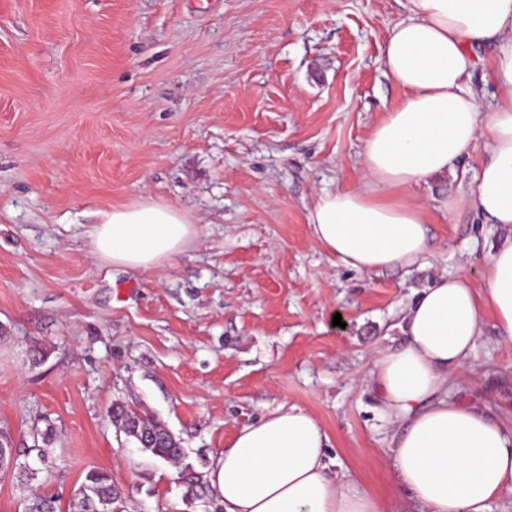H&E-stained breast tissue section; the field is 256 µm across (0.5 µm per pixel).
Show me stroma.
Returning <instances> with one entry per match:
<instances>
[{
  "label": "stroma",
  "instance_id": "obj_1",
  "mask_svg": "<svg viewBox=\"0 0 512 512\" xmlns=\"http://www.w3.org/2000/svg\"><path fill=\"white\" fill-rule=\"evenodd\" d=\"M402 15L398 0H0V431L23 464L33 428L53 430L35 480L0 471V512L36 493L73 512L92 468L120 492L113 512H224L213 463L283 405L385 493L397 427L364 379L374 353L439 275L480 281L512 231L435 212L436 255L374 273L314 240L309 208L359 184L401 96L381 49ZM485 156L477 144L412 198L461 194ZM140 201L197 235L148 269L96 258L101 213ZM460 381L461 401L512 418V346L493 324ZM117 404L161 422L178 461L129 442Z\"/></svg>",
  "mask_w": 512,
  "mask_h": 512
}]
</instances>
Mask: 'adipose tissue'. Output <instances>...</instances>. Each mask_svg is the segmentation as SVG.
<instances>
[{"mask_svg": "<svg viewBox=\"0 0 512 512\" xmlns=\"http://www.w3.org/2000/svg\"><path fill=\"white\" fill-rule=\"evenodd\" d=\"M403 17L382 48L385 73L403 96L366 140V182L323 191L308 213L315 241L361 272L410 267L436 250L427 208L407 195L455 171L487 139L489 151L464 193L440 212L472 207L512 225V0H399ZM492 50L493 111H481L475 48ZM196 226L177 207L119 206L92 231L102 260L147 269L183 250ZM512 345V236L485 260L482 286L467 272L439 277L409 307L404 339L381 350L367 373L399 431L387 450L394 490L426 512H485L512 487V425L450 398L486 321ZM330 438L298 406L240 428L209 482L224 512H385L381 499L334 472Z\"/></svg>", "mask_w": 512, "mask_h": 512, "instance_id": "1", "label": "adipose tissue"}]
</instances>
